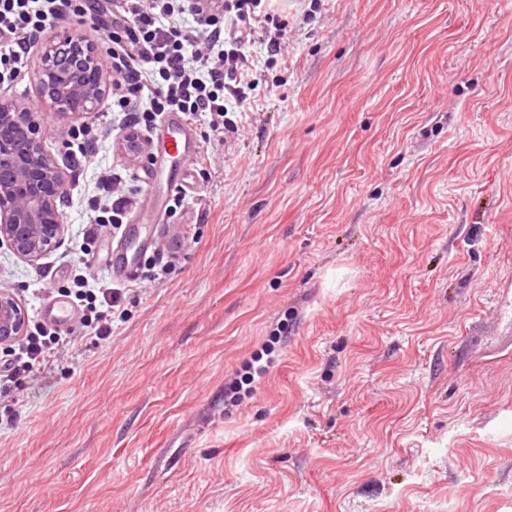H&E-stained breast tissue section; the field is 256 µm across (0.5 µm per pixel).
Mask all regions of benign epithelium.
Returning a JSON list of instances; mask_svg holds the SVG:
<instances>
[{
    "instance_id": "benign-epithelium-1",
    "label": "benign epithelium",
    "mask_w": 512,
    "mask_h": 512,
    "mask_svg": "<svg viewBox=\"0 0 512 512\" xmlns=\"http://www.w3.org/2000/svg\"><path fill=\"white\" fill-rule=\"evenodd\" d=\"M40 56L38 88L51 110L80 119L99 111L112 83L108 53L75 30L61 40L35 42ZM20 127L23 146L0 140V245L19 257L39 260L64 234L67 169L43 145V113L0 96V129ZM132 155L148 144L133 132L123 139ZM25 314L9 294L0 292V345L24 332Z\"/></svg>"
}]
</instances>
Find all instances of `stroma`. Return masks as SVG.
I'll list each match as a JSON object with an SVG mask.
<instances>
[{"mask_svg": "<svg viewBox=\"0 0 512 512\" xmlns=\"http://www.w3.org/2000/svg\"><path fill=\"white\" fill-rule=\"evenodd\" d=\"M114 333L0 398V512H512V0H289ZM67 230L0 291L73 290ZM258 356L266 371L247 381Z\"/></svg>", "mask_w": 512, "mask_h": 512, "instance_id": "obj_1", "label": "stroma"}]
</instances>
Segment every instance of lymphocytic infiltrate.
Returning a JSON list of instances; mask_svg holds the SVG:
<instances>
[{"label":"lymphocytic infiltrate","mask_w":512,"mask_h":512,"mask_svg":"<svg viewBox=\"0 0 512 512\" xmlns=\"http://www.w3.org/2000/svg\"><path fill=\"white\" fill-rule=\"evenodd\" d=\"M89 16L112 42V109L124 115L126 130L148 137L157 117L182 113L185 120H209L215 141L237 131L231 111H246L247 91L258 72L254 44L268 56H284L286 24L269 0H0V85L10 86L24 69L36 38L67 15ZM100 214L119 217L136 207L132 179L102 174ZM123 296L103 278L81 280L75 305L86 308L84 323L98 339L112 335V310ZM75 340L44 324L12 345L0 364V395L12 394L22 379L69 352Z\"/></svg>","instance_id":"1"}]
</instances>
